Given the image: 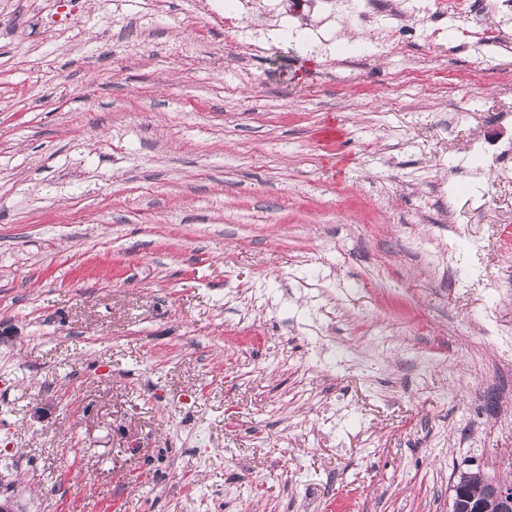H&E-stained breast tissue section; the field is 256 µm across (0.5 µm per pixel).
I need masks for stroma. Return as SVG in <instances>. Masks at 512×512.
I'll list each match as a JSON object with an SVG mask.
<instances>
[{"label": "stroma", "mask_w": 512, "mask_h": 512, "mask_svg": "<svg viewBox=\"0 0 512 512\" xmlns=\"http://www.w3.org/2000/svg\"><path fill=\"white\" fill-rule=\"evenodd\" d=\"M0 0V501L448 512L512 481V8ZM489 478L478 471H464L456 481H465L471 490L482 496L489 486ZM465 482H454L451 491L450 512H512V483L495 481L489 486V495L495 504L494 509L487 507L484 500L476 499Z\"/></svg>", "instance_id": "obj_1"}]
</instances>
